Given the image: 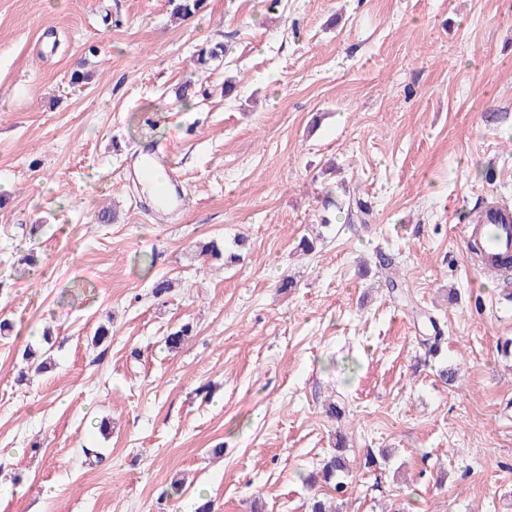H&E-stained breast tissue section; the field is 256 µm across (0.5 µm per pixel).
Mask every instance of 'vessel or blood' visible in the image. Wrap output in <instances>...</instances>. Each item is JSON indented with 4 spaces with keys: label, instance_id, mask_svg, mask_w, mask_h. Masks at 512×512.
Here are the masks:
<instances>
[{
    "label": "vessel or blood",
    "instance_id": "vessel-or-blood-1",
    "mask_svg": "<svg viewBox=\"0 0 512 512\" xmlns=\"http://www.w3.org/2000/svg\"><path fill=\"white\" fill-rule=\"evenodd\" d=\"M142 162L136 172L144 184L155 185V199L161 210L172 216L181 211L183 199L176 179L159 183L155 180L157 166L162 157L154 152L142 153ZM465 244L468 252L483 270L497 272L503 268V260L512 254V214L496 203L486 204L478 217L465 228Z\"/></svg>",
    "mask_w": 512,
    "mask_h": 512
}]
</instances>
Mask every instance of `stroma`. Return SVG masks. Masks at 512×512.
I'll return each instance as SVG.
<instances>
[{"label":"stroma","mask_w":512,"mask_h":512,"mask_svg":"<svg viewBox=\"0 0 512 512\" xmlns=\"http://www.w3.org/2000/svg\"><path fill=\"white\" fill-rule=\"evenodd\" d=\"M210 41L229 52L198 68ZM140 145L180 179L174 219L128 179ZM489 200L512 205V0H209L186 21L0 0V512H512V284L462 233ZM241 237L238 262L196 254ZM28 346L52 368L21 382ZM341 437L346 492L309 486Z\"/></svg>","instance_id":"35a3bbf8"}]
</instances>
